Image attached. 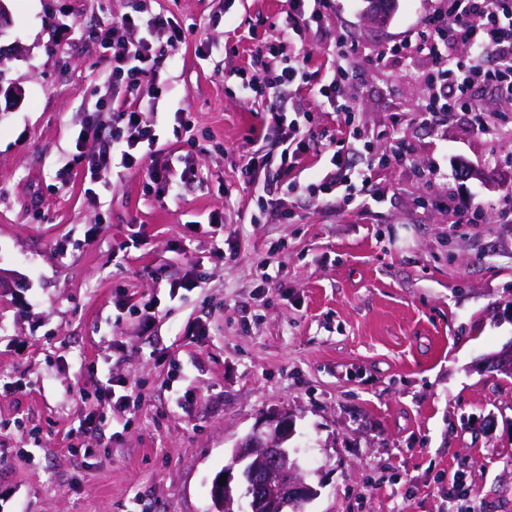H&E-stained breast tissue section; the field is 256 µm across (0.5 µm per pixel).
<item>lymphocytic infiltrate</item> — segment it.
Wrapping results in <instances>:
<instances>
[{"instance_id": "obj_1", "label": "lymphocytic infiltrate", "mask_w": 512, "mask_h": 512, "mask_svg": "<svg viewBox=\"0 0 512 512\" xmlns=\"http://www.w3.org/2000/svg\"><path fill=\"white\" fill-rule=\"evenodd\" d=\"M330 6V0H288V22L281 40L258 51L254 72L243 77L244 93H259L263 88L277 90L270 119L252 131V144H272L280 152L277 179L291 183L321 154L304 128L313 120L307 107L304 88L327 101L335 102L345 122L353 120V105L342 98L339 89L348 76L344 65H336L316 82H308L306 59L287 53L286 42L300 30L310 27ZM169 30V44L181 40L178 23L161 14L123 16L113 22L112 39L102 47L112 60V78L124 82L127 100L114 107L111 122L89 117L75 140L77 152L86 153L91 182L104 181L114 164L137 170L145 176L156 196L173 192L178 182L195 177V168L181 173L155 162L159 137L145 114L149 108L141 91L154 86L157 78L156 55L150 39H130L128 31ZM399 51L408 58H427L444 62L438 76L427 80V99L421 108L425 122L441 123L448 116L467 119L469 132L477 137L489 134L478 101L489 91L500 100L512 101V0H439L438 7L410 28L400 40ZM349 156L344 149L334 150L321 178L311 184V192L342 198L345 203L365 201L372 194L367 175L350 176Z\"/></svg>"}]
</instances>
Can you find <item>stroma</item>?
<instances>
[{"label":"stroma","mask_w":512,"mask_h":512,"mask_svg":"<svg viewBox=\"0 0 512 512\" xmlns=\"http://www.w3.org/2000/svg\"><path fill=\"white\" fill-rule=\"evenodd\" d=\"M7 6L0 46L22 50L8 65L23 95L0 112V512H213L214 476L276 409L320 487L303 512H456L457 475L471 512H512V378L481 363L512 342V102L486 98L491 136L428 125L418 108L435 64L373 61L434 0H396L383 25L363 0H333L291 43L312 71L357 49L341 88L353 122L314 98L311 130L356 145L379 196L365 209L240 174L270 95L242 98L235 72L273 41L286 0ZM141 6L182 29L174 47L154 35L162 94L147 118L159 161L198 177L163 198L133 170L91 183L74 148L86 113L111 120L122 99L95 34ZM178 112L191 132H174ZM397 152L407 162L379 165ZM473 202L481 223H456ZM274 208L288 219L268 221ZM197 257L200 288L150 332L116 319V296L166 298ZM194 321L205 334L186 335ZM111 376L134 407L95 397L93 379ZM90 411L100 434L75 442Z\"/></svg>","instance_id":"35a3bbf8"}]
</instances>
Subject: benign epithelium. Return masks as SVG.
<instances>
[{"instance_id":"benign-epithelium-1","label":"benign epithelium","mask_w":512,"mask_h":512,"mask_svg":"<svg viewBox=\"0 0 512 512\" xmlns=\"http://www.w3.org/2000/svg\"><path fill=\"white\" fill-rule=\"evenodd\" d=\"M0 95L8 108L20 97V89L15 82H6L4 72L0 73ZM484 363L492 369L511 370L512 343L485 357ZM291 437V416L278 410L265 421V429L238 440L231 463L222 470L225 484H220L218 476L214 480L216 512H287L314 499L318 489L303 478L288 448Z\"/></svg>"}]
</instances>
